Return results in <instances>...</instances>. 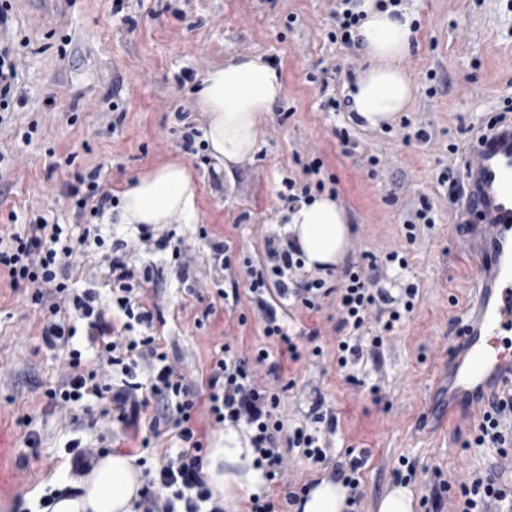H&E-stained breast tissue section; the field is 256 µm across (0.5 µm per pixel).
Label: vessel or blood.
Instances as JSON below:
<instances>
[{"label":"vessel or blood","mask_w":512,"mask_h":512,"mask_svg":"<svg viewBox=\"0 0 512 512\" xmlns=\"http://www.w3.org/2000/svg\"><path fill=\"white\" fill-rule=\"evenodd\" d=\"M470 191L460 204L458 224L466 248L477 256L473 277L479 302L469 314L456 356L467 362L448 390L464 402L489 406L492 394L512 386V117L486 125L463 158Z\"/></svg>","instance_id":"vessel-or-blood-1"}]
</instances>
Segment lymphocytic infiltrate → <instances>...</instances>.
<instances>
[{"label":"lymphocytic infiltrate","instance_id":"obj_1","mask_svg":"<svg viewBox=\"0 0 512 512\" xmlns=\"http://www.w3.org/2000/svg\"><path fill=\"white\" fill-rule=\"evenodd\" d=\"M72 200L73 215L82 222L81 235H74L69 224L49 222L37 217L17 232L10 233V243L0 250V272L8 277L12 288L33 286L32 301L38 305L44 326V346L68 351L67 368L57 388L49 393L53 407H62L92 394L107 401L105 415L121 424L123 431L139 435L142 445H149L150 435L159 434L166 424L178 428L182 449L167 460L152 485L142 494V512H224L214 503L203 472V444L195 437L192 415L205 407L219 424L246 426L252 433L251 445L259 463L269 469L281 466L283 457L278 446L283 424L275 411L280 404L277 393L262 389L250 370V362H265L271 373H278V363L270 362L267 350H258L254 359L219 355L212 360L205 384L206 398L193 394L186 376L172 366L165 353L159 352L154 337L134 336L135 327L152 328L154 313L142 301V285L135 265L130 263L129 245L118 239L106 243L92 219L102 217L115 197L107 188L100 169L77 172L66 185ZM105 249L108 281L118 296L115 304L103 303L98 288L72 291L69 281L72 260L86 256L93 249ZM267 265L255 266L244 259L249 292L261 313L263 334L284 347L292 359H299L298 346L284 328L283 302L299 297L310 311L321 309V301L337 296L341 317L336 327L340 367H347L363 354L359 335L368 318H375L384 331H391L403 312L414 307L416 288L406 290L403 307H395L384 289L369 288L357 266L346 271L344 288L329 285L316 278L306 283L303 291L293 289L292 282L303 267L296 241L268 239ZM276 292L279 301L271 303L267 296ZM83 337L95 350L96 362L84 364L82 352L75 348V337ZM120 367L124 379L120 386L103 383L106 369ZM145 367L147 377H140L138 367ZM474 442L496 449L500 456L512 453V389L503 390L491 411L479 422ZM463 497L460 512H490L493 503L505 501L507 489L493 474H474L470 482L461 484Z\"/></svg>","mask_w":512,"mask_h":512}]
</instances>
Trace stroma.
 <instances>
[{
    "instance_id": "1",
    "label": "stroma",
    "mask_w": 512,
    "mask_h": 512,
    "mask_svg": "<svg viewBox=\"0 0 512 512\" xmlns=\"http://www.w3.org/2000/svg\"><path fill=\"white\" fill-rule=\"evenodd\" d=\"M12 18L7 36L19 66L20 99L0 112V232L35 216L69 224L71 202L62 186L77 170L101 167L114 195L142 173L178 160L196 187L199 219L155 227L181 244L188 271L170 252H137L149 276L144 304L158 312L151 331L158 350L197 387H204L211 360L222 345L248 356L269 347L247 288L224 303L223 261L244 256L261 262L265 240L281 237L288 204L284 180L305 183L304 163L321 159L326 190L342 205L351 228L347 262L364 253L404 251L406 267L391 265L382 282L395 299L408 286L415 307L383 332L377 323L365 337L382 336L377 355H365L340 371L336 364L335 298L320 312L287 302L285 321L297 334L302 357L270 349L279 378L258 372L280 392L278 414L285 433L304 428L321 435L310 416L315 396L335 412L330 456L316 465L302 449L284 448V464L266 497L275 512H296L286 498L338 467L366 455L359 472L357 512H378L397 484L401 459L416 461V495L439 482L460 484L499 462L495 449L473 443L476 426L448 402L450 349L459 340L454 318L471 313L477 293L470 271L477 263L453 234L456 206L441 186L442 171H458L470 134L512 100V0H405L416 18L417 40L404 62L415 82V100L394 126L369 129L348 110L327 107L344 98L350 80L367 65L362 54L331 41L336 0H0ZM260 54L276 68L284 95L265 117L260 149L233 166L214 171L209 151L184 149L188 128L204 130L208 116L194 91L224 59ZM335 81L323 84L324 70ZM346 130L349 144L336 137ZM377 165H370V158ZM433 226H417L407 241L404 221L422 203ZM223 237L216 259L202 231ZM27 288L0 281V437L13 453V469L0 473V512H37L41 499L72 481L73 440L141 458L150 481L182 442L164 428L149 448L101 417V400L89 397L72 409L52 412L47 392L56 387L66 354L44 347L42 314ZM317 341H310L311 330ZM322 356H313V346ZM41 442L30 447L28 431Z\"/></svg>"
}]
</instances>
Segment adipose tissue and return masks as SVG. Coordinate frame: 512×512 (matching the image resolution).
<instances>
[{
  "instance_id": "adipose-tissue-1",
  "label": "adipose tissue",
  "mask_w": 512,
  "mask_h": 512,
  "mask_svg": "<svg viewBox=\"0 0 512 512\" xmlns=\"http://www.w3.org/2000/svg\"><path fill=\"white\" fill-rule=\"evenodd\" d=\"M363 11L357 35L368 66L348 92L349 109L365 127L378 129L392 125L413 103L414 84L402 62L412 49L414 30L407 12L369 4ZM284 91L281 76L260 54L233 57L209 70L196 100L209 117L204 140L217 168H230L258 151L261 119ZM176 218L188 224L198 218L194 181L181 161L139 175L122 195L120 223L156 226ZM286 231L296 238L306 270L323 272L344 263L350 229L333 195L314 196L289 211ZM255 458L237 433L215 435L204 472L214 501L226 512H233L243 496L266 488L265 470ZM142 484L134 456L116 449L76 480L82 496L59 498L52 512H133ZM348 497V486L325 477L308 490L302 512H349Z\"/></svg>"
}]
</instances>
